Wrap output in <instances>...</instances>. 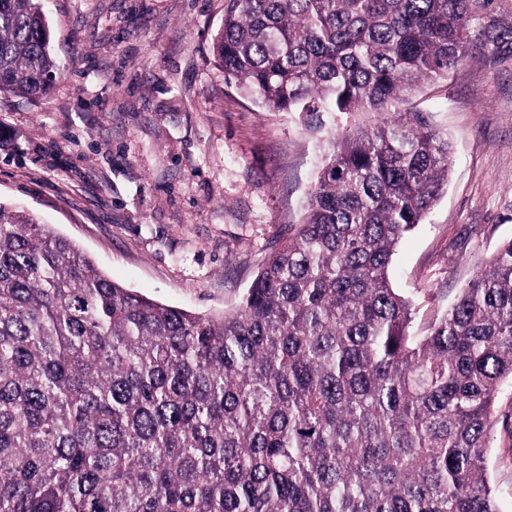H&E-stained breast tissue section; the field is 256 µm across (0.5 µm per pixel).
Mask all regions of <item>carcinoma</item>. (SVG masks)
<instances>
[{
    "label": "carcinoma",
    "mask_w": 512,
    "mask_h": 512,
    "mask_svg": "<svg viewBox=\"0 0 512 512\" xmlns=\"http://www.w3.org/2000/svg\"><path fill=\"white\" fill-rule=\"evenodd\" d=\"M484 3L225 0V82L318 125L380 121L342 134L220 318L113 282L0 201V512H502L512 239L420 332L389 277L451 164L403 104L465 61ZM61 75L39 0H0V95L46 98ZM499 422L494 429V443L489 458L490 483L505 495L503 512H512V384H504L496 403Z\"/></svg>",
    "instance_id": "cac0c4a2"
}]
</instances>
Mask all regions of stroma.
Here are the masks:
<instances>
[{"label":"stroma","mask_w":512,"mask_h":512,"mask_svg":"<svg viewBox=\"0 0 512 512\" xmlns=\"http://www.w3.org/2000/svg\"><path fill=\"white\" fill-rule=\"evenodd\" d=\"M63 67L54 93L0 98V200L71 239L162 303L219 317L304 218L329 137L371 113L268 112L226 83L211 52L224 0H46ZM467 60L420 87L453 152L423 224L398 245L392 285L416 328L512 238V0H491ZM491 484L512 512V384L496 403Z\"/></svg>","instance_id":"1"}]
</instances>
